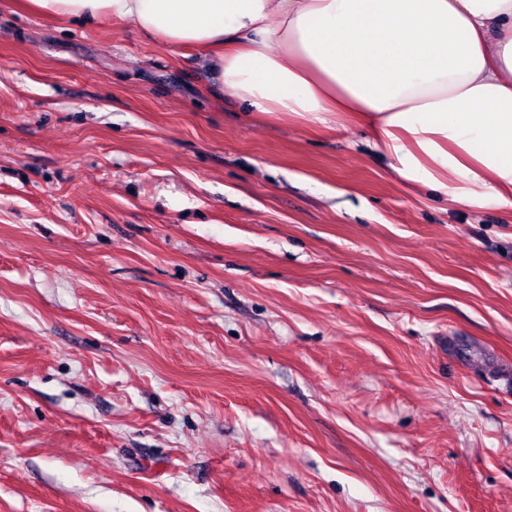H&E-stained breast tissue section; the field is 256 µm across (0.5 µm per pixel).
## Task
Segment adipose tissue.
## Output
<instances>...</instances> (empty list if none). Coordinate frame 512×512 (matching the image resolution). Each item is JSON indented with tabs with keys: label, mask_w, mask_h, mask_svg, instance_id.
Masks as SVG:
<instances>
[{
	"label": "adipose tissue",
	"mask_w": 512,
	"mask_h": 512,
	"mask_svg": "<svg viewBox=\"0 0 512 512\" xmlns=\"http://www.w3.org/2000/svg\"><path fill=\"white\" fill-rule=\"evenodd\" d=\"M202 51L219 93L270 117L338 116L400 180L512 208V0H18Z\"/></svg>",
	"instance_id": "1"
}]
</instances>
